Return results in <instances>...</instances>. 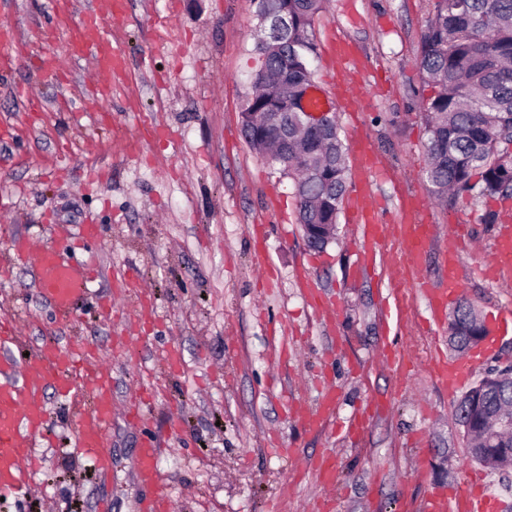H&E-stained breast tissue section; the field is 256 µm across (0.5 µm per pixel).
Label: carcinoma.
<instances>
[{"instance_id":"obj_1","label":"carcinoma","mask_w":512,"mask_h":512,"mask_svg":"<svg viewBox=\"0 0 512 512\" xmlns=\"http://www.w3.org/2000/svg\"><path fill=\"white\" fill-rule=\"evenodd\" d=\"M256 17L273 20L286 12L291 24L269 36L263 44L265 67L288 75V83L300 88L312 75L316 52L314 36L307 35L311 14L323 8V0H254ZM512 0H437L434 18L421 38L418 67L422 82L433 94L421 101L429 132V164L426 179L431 192L454 205L470 197L512 196V154L504 156L502 142L512 138ZM300 93L283 102L273 89L246 99L242 110V135L257 138L251 122L256 112H286L288 140L306 146L304 157L288 154V170L314 167L319 174L297 180L299 223L336 224L347 189L348 153L338 125L320 131L307 127ZM452 348L463 353L477 334L475 308L466 301L448 323ZM487 386L481 400L464 395L457 405L459 422L470 419L482 429L485 456L476 462L491 471L512 467V432L499 434L494 416L504 404H512V367Z\"/></svg>"}]
</instances>
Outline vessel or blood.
I'll list each match as a JSON object with an SVG mask.
<instances>
[{
	"mask_svg": "<svg viewBox=\"0 0 512 512\" xmlns=\"http://www.w3.org/2000/svg\"><path fill=\"white\" fill-rule=\"evenodd\" d=\"M120 0H95L83 21L61 29V21L71 17L74 0H55V24L41 28L42 43L54 42L64 36L70 58L91 57L101 75L100 80L87 86L85 106L110 97L112 84L124 60L112 46L108 33L117 17ZM350 207L358 221L369 222L374 240L392 236L404 246L402 274L415 275L421 265L423 248L429 227L423 224L419 211H412L404 224H373L369 218L372 208L365 192H357ZM458 252L449 248L447 280L442 287L425 290L434 309L443 308L459 289ZM31 267L39 293L55 309L59 317L74 314L79 297L85 292L94 273L90 263L67 261L52 244L32 250L26 236L11 240L7 260L0 262V278L8 279L14 266ZM490 271L501 278L512 277V226L503 225L495 244ZM16 335L10 319H0V493L16 492L23 488L37 465L34 447L43 439L49 413L44 401L46 387H54L61 395H84L89 405L79 408L75 416L73 443L76 451L93 460L100 471L111 464L107 430L112 422V365L99 358L88 343L78 340L61 347L48 344L35 354L16 353ZM468 362L436 360L431 370L444 388L454 391L466 382ZM336 408L333 389H326L316 411L300 413L302 426L311 432L323 429ZM161 454L153 439H145L137 453L136 469L141 484L151 494L141 504L142 512H175V504L165 491L160 478L158 460ZM497 499L481 489L460 496L452 492H431L426 512H495Z\"/></svg>",
	"mask_w": 512,
	"mask_h": 512,
	"instance_id": "vessel-or-blood-1",
	"label": "vessel or blood"
}]
</instances>
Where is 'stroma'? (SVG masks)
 <instances>
[{"label":"stroma","instance_id":"obj_1","mask_svg":"<svg viewBox=\"0 0 512 512\" xmlns=\"http://www.w3.org/2000/svg\"><path fill=\"white\" fill-rule=\"evenodd\" d=\"M436 0H325L315 24L313 80L332 103L341 139L364 135L384 166L368 192L382 224L397 223L403 199L424 204L434 227L420 276L443 282L448 235L458 243L460 295L491 322L512 314V282L484 275L497 225L512 198L435 200L425 178L429 133L418 107L424 87L417 59ZM112 44L126 62L125 81L103 118L57 109L79 98L94 73L90 60L68 62L59 83L44 77L32 51L0 73V120L15 135L0 143V258L15 234L55 242L68 261L98 258L75 318L58 321L28 267L0 281V316L17 321V345L40 348L81 339L112 359L118 407L109 433L112 470L99 472L70 446L72 400L45 397L48 432L40 468L0 512H140L147 495L135 469L144 438L161 447L162 484L178 512H307L323 489L312 472L336 457L333 512H422L435 489L466 493L475 484L512 512V471L471 460L456 420L458 393L430 373L433 359H454L445 325L417 282L398 279L397 239L368 240L341 202L336 237L309 247L297 221L298 199L280 165L257 155L241 134L240 114L257 56L254 0H126ZM54 17V0H9L0 22L22 38ZM344 42L352 63L338 73ZM43 103L35 120L21 112L16 88ZM110 167L108 182L86 190V164ZM99 237L83 242V225ZM265 270H258L256 257ZM137 281L124 314L146 304L134 360L113 356V326L99 310L121 275ZM420 279V280H421ZM407 349L395 370L384 348ZM177 349L181 363L163 358ZM150 379L155 395L139 426L123 404ZM334 387L336 410L321 432L294 418V402L317 408ZM370 417L352 433L358 414ZM278 439L298 462L271 454Z\"/></svg>","mask_w":512,"mask_h":512}]
</instances>
